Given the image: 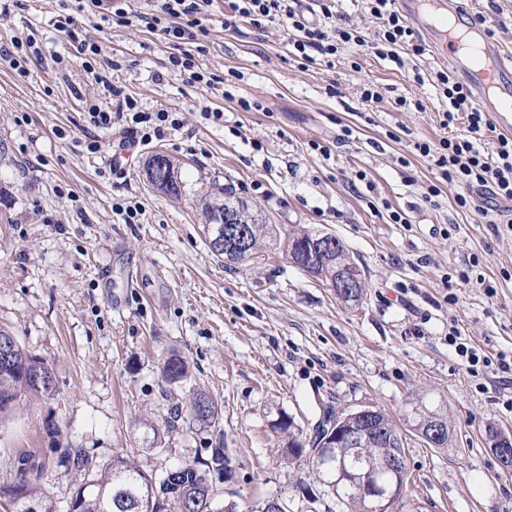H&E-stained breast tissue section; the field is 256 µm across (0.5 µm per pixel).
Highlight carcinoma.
Returning a JSON list of instances; mask_svg holds the SVG:
<instances>
[{
    "label": "carcinoma",
    "instance_id": "carcinoma-1",
    "mask_svg": "<svg viewBox=\"0 0 512 512\" xmlns=\"http://www.w3.org/2000/svg\"><path fill=\"white\" fill-rule=\"evenodd\" d=\"M146 165L150 166V184L167 195H178L181 184V170L175 160L161 153L151 155ZM234 209L239 219L246 221L249 230V255H254L263 250L270 241L273 229L267 224H259L250 215L248 205L243 200H226L220 205L207 207L208 225L206 230H211V223L215 221L217 214L224 210ZM317 231L305 230L294 233L285 239L284 249L289 258H294L301 249V245L314 236ZM350 262L347 249L342 241L335 242L334 246L324 252L318 263L317 273L329 275L342 265ZM0 342L9 343L10 360L7 364H0V418L9 414L19 402L30 396H49L53 393L51 372H46L44 381L36 386L29 379V369L35 358L28 355L18 344L11 333L0 330ZM188 367L185 362L174 356L169 358L163 366V374L166 380L176 383L187 377ZM190 420L199 431H206L216 425L219 416L218 404L207 393L198 391L187 402ZM437 411L429 409L420 401L415 403L407 414L412 430L419 431ZM346 459L351 460L354 455H359L358 466L366 470L372 469L370 477L380 484H388L393 480V475L382 467V464L390 457L402 458V463H407L404 446L387 440L380 434L367 438L360 448H340ZM315 479L322 486H333V492L338 495V503L347 509V512H365L366 500L360 492L347 485H336V475L328 468H311ZM177 480L178 487L186 498V507L190 512H201L195 508L197 502L209 495L212 499H218L219 492L216 480L224 478L230 473L229 461L224 456L223 446L212 449L211 456L204 462L185 463L171 469ZM154 484V479L143 472L126 458L117 456L112 459L99 474L81 483L72 499V512H145L141 503L149 487Z\"/></svg>",
    "mask_w": 512,
    "mask_h": 512
}]
</instances>
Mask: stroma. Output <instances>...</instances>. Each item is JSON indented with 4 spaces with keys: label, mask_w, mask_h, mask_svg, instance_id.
I'll use <instances>...</instances> for the list:
<instances>
[{
    "label": "stroma",
    "mask_w": 512,
    "mask_h": 512,
    "mask_svg": "<svg viewBox=\"0 0 512 512\" xmlns=\"http://www.w3.org/2000/svg\"><path fill=\"white\" fill-rule=\"evenodd\" d=\"M460 9L484 16L493 40L512 49V0H460ZM58 10L57 0H0V42L32 35L47 52L71 47L52 26ZM231 13V0H212L200 58L236 80L230 98L176 75L156 82L169 52L161 37L91 11L77 17V37L103 48L97 69L118 60L115 85L145 109L186 119L129 162L126 181L144 208L137 224L112 213L121 190L103 171L113 135L92 158L56 136H79L84 100L108 93L76 61L62 75L0 68V329L55 383L0 422V486L27 480L65 512L78 484L115 456L158 476L220 445L231 468L221 498L238 512H260L272 498L288 512H342L305 461L288 460L277 421L290 417L306 443L329 410L371 405L403 427L420 400L446 417L448 445L409 437L401 512H512V470L499 467L486 436L491 427L512 435V409L479 387L448 341L456 329L486 355L512 357V202L488 224L479 211L487 191H474L470 210L457 207L453 185L425 200L435 173L414 143L443 134L433 84L442 63L428 51L400 69L362 47L304 70L282 27L260 36L243 21L228 29ZM417 71L423 82L413 81ZM368 83L380 102L362 104ZM242 97L259 109L243 111ZM402 97L422 111L399 108ZM205 107L223 111V125L202 123ZM156 150L180 161L179 196L147 181ZM224 192L281 236L315 229L340 238L361 271V300L342 301L276 245L240 264L213 254L202 204ZM480 275L494 295L479 288ZM174 354L190 373L170 384L162 368ZM197 389L219 403L216 427L181 420L165 429L172 407ZM148 420L163 428L158 445L145 440ZM68 449L83 468L62 462Z\"/></svg>",
    "instance_id": "obj_1"
}]
</instances>
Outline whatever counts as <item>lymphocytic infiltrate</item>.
<instances>
[{
  "label": "lymphocytic infiltrate",
  "instance_id": "obj_1",
  "mask_svg": "<svg viewBox=\"0 0 512 512\" xmlns=\"http://www.w3.org/2000/svg\"><path fill=\"white\" fill-rule=\"evenodd\" d=\"M323 20L309 22L299 8V0H233L235 17L246 21L257 32L269 26L280 25L286 35L289 52L300 67L332 66L341 50L348 47L371 46L377 56L402 64L404 52L420 56L425 52L414 29L396 6V0H367L371 15L380 19L381 26L373 41H366L363 33L346 24H333L335 0H315ZM210 0H159L156 9L131 13L126 0H60V11L53 25L58 32L74 36L76 16L85 9H99L102 18L112 19L119 26L131 22L161 35L172 51L164 72L156 73V80L165 74H179L188 83L215 87L223 83V76L201 67L198 56L204 51L203 41L209 31L202 20L208 12ZM60 65V55H45L35 38L0 45V66L10 68L18 76H25L30 62ZM95 82L112 97L108 106L90 100L85 104L82 118L83 136L78 145L87 156L102 151L101 133L118 130L121 150L161 141L184 126L181 112L176 110L150 111L121 87L112 84L107 73H94ZM434 83L442 101L441 127L454 125L466 119L470 134L465 138H441L438 144L422 140L414 148L428 158L438 181L430 185L428 197L441 193V184H454L461 192L455 197L459 208L468 210L473 205L472 189L485 188L490 196L482 207L483 216L494 215L501 200L512 202V137L498 135L492 142L483 136L491 127L485 112L475 104L470 88L456 81L447 71L436 72Z\"/></svg>",
  "mask_w": 512,
  "mask_h": 512
}]
</instances>
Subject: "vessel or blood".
I'll return each mask as SVG.
<instances>
[{"instance_id":"obj_1","label":"vessel or blood","mask_w":512,"mask_h":512,"mask_svg":"<svg viewBox=\"0 0 512 512\" xmlns=\"http://www.w3.org/2000/svg\"><path fill=\"white\" fill-rule=\"evenodd\" d=\"M397 5L406 17L423 14L433 18L427 35L439 58L454 64L460 58H469L473 84L481 88H497V100L489 115L495 129L512 133V55L505 53L497 42L483 33L465 40L454 36L446 20L457 13L456 0H397Z\"/></svg>"}]
</instances>
